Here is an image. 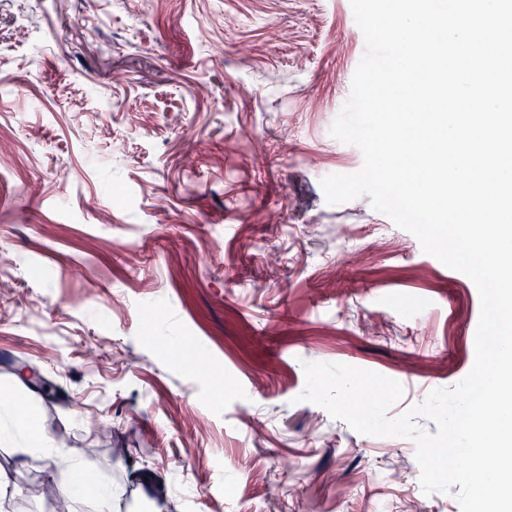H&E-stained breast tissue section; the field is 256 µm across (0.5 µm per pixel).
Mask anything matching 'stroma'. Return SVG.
Here are the masks:
<instances>
[{
	"label": "stroma",
	"instance_id": "stroma-1",
	"mask_svg": "<svg viewBox=\"0 0 512 512\" xmlns=\"http://www.w3.org/2000/svg\"><path fill=\"white\" fill-rule=\"evenodd\" d=\"M364 51L350 0H0V389L68 436L0 446V512L78 460L121 512H461L412 440L298 399L347 364L395 418L475 358L472 280L325 201Z\"/></svg>",
	"mask_w": 512,
	"mask_h": 512
}]
</instances>
